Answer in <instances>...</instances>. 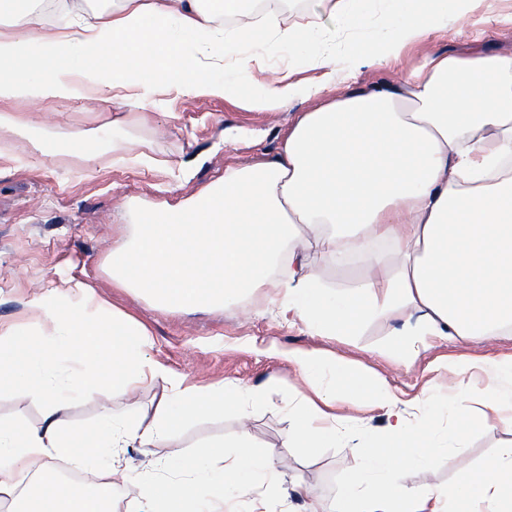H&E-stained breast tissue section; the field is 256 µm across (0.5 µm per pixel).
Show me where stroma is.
<instances>
[{
    "label": "stroma",
    "mask_w": 512,
    "mask_h": 512,
    "mask_svg": "<svg viewBox=\"0 0 512 512\" xmlns=\"http://www.w3.org/2000/svg\"><path fill=\"white\" fill-rule=\"evenodd\" d=\"M311 29L312 40L327 43L334 62L316 69L294 63L282 45L268 51L278 23ZM378 30H352L321 14L315 0H275L262 15L254 39L243 42L249 69L237 58L224 62L233 71L235 88L224 98L189 97L161 88L159 107H136L120 100L83 96L61 102L9 101L0 110L37 121L38 135L57 144L54 152L33 151L27 139L0 132V324L26 335L44 336L48 327L32 316L27 303L48 281L74 277L104 298L109 308L131 315L149 329L153 359L198 387L239 385L263 389L268 404L249 420L239 412L202 417L181 426L167 440L142 451L127 448L116 462L133 478L154 481L167 477L163 464L202 443L233 437L248 427L256 445L278 468L270 486L243 495L232 492L230 512H251L265 501L270 512H303L291 487L303 482L317 500L331 505L344 489L355 454L366 438L386 424L384 410L365 409L355 401H337L336 444L308 453L286 455L290 410L301 400L287 355L292 350L326 351L355 367L378 373L398 397L409 404L425 389L446 394L452 379L449 363L476 357H512V337L491 341H432L409 365L392 360L388 352L394 320L375 318L356 336L336 340L282 322L279 306L264 289H256L223 310L182 308L155 303L144 293L112 280V244L132 221L126 208L177 204L220 179L230 167L278 157L289 126L296 117L319 107V98L295 100L287 109L263 110L251 102V85L260 75H279L289 82L321 85L330 77L344 79L340 89L356 92L376 84L398 83L424 57L453 53L470 57L512 51V0H477L467 21L449 23L408 45L399 60L383 68H352L345 55L349 42L373 40ZM118 130L131 160L113 161L95 143L82 149L71 145L75 135L104 136ZM512 441V428L499 420L486 423L428 471L408 470L401 481L410 487L439 485L455 489L466 468L493 458Z\"/></svg>",
    "instance_id": "stroma-1"
}]
</instances>
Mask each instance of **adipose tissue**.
<instances>
[{
  "label": "adipose tissue",
  "instance_id": "1",
  "mask_svg": "<svg viewBox=\"0 0 512 512\" xmlns=\"http://www.w3.org/2000/svg\"><path fill=\"white\" fill-rule=\"evenodd\" d=\"M377 45L354 41V64L383 67L416 39L463 19L472 0H385ZM68 24L26 33L0 32V102L67 100L94 93L129 104L156 105L160 85L186 96L221 98L232 90L225 57V18L243 19L244 0H56ZM255 104L287 108L323 94L282 78L257 79ZM340 267L369 260L392 265L385 279L368 276L325 287L311 255ZM112 278L168 306L224 308L256 289L280 298V315L325 336L346 338L378 316H395L391 350L400 360L430 338L469 341L512 334V53L425 59L397 84L339 93L297 116L273 161L225 170L223 179L175 206L140 211L112 247ZM52 325L47 339L0 329V389L42 401L39 426L0 419V502L12 512H114L112 499L75 495L56 481L55 460L98 470L101 486L130 476L115 466L122 448H150L198 414L247 403L262 391L229 385L202 389L172 379L152 419L135 405L77 430L65 414L92 394L132 395L168 376L149 354L151 334L139 320L108 308L88 284H49L28 302ZM107 345L95 343L99 334ZM289 363L312 392L292 413L289 448L333 446L327 426L337 399L387 410L383 431L362 448L331 512H512V443L483 467L466 472L455 493L413 489L399 471L427 469L479 424L512 415V360H462L447 398L424 392L420 406L457 415L453 432L412 423L374 373L344 358L292 351ZM489 383L473 388V369ZM216 467V453L176 458V482L139 487L137 512H224L228 491L273 483L274 464L248 431Z\"/></svg>",
  "mask_w": 512,
  "mask_h": 512
}]
</instances>
